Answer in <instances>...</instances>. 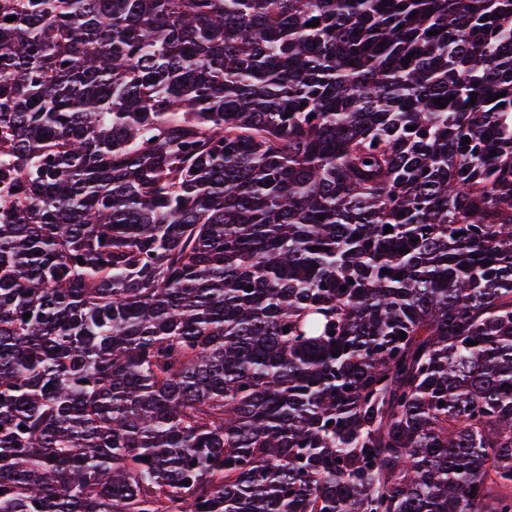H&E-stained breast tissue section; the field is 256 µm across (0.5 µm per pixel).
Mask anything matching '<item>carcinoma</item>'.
<instances>
[{"instance_id":"cac0c4a2","label":"carcinoma","mask_w":512,"mask_h":512,"mask_svg":"<svg viewBox=\"0 0 512 512\" xmlns=\"http://www.w3.org/2000/svg\"><path fill=\"white\" fill-rule=\"evenodd\" d=\"M0 512H512V0H0Z\"/></svg>"}]
</instances>
